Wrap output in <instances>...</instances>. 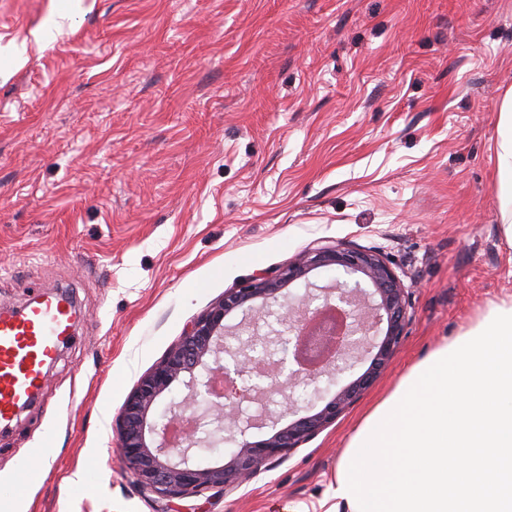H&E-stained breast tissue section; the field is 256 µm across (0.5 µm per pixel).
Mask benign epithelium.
Listing matches in <instances>:
<instances>
[{
  "instance_id": "benign-epithelium-1",
  "label": "benign epithelium",
  "mask_w": 512,
  "mask_h": 512,
  "mask_svg": "<svg viewBox=\"0 0 512 512\" xmlns=\"http://www.w3.org/2000/svg\"><path fill=\"white\" fill-rule=\"evenodd\" d=\"M319 268L334 269L347 279L326 286L309 282L301 295L289 291V285ZM326 308L346 315L344 335L334 331L324 335L331 356L317 366H307L300 360L301 350L310 346L309 329ZM408 308L409 289L380 256L339 244L306 250L275 273H258L225 291L224 298L194 320L178 343L139 380L120 411L118 448L142 497L171 501L207 490L226 494L307 443L349 410L390 365L409 322ZM276 310L288 330L287 335L277 337L282 357L272 365L255 355L254 345L267 340L260 336L261 325ZM235 311L242 313L241 320L224 323ZM248 330L250 339L240 341ZM230 338L239 340V345L231 347ZM223 353L232 364L221 363ZM366 358L370 360L367 369L343 382ZM286 368L289 375L282 382L279 376ZM253 374L269 382L238 385L243 376ZM322 377L327 378V387L313 401L299 406L291 400L279 413L268 409L272 394L283 395L300 380L316 382ZM180 379L188 390L184 406L195 405L200 395L208 404V411L192 423L198 426L209 418L215 430L227 432L229 442L236 444L220 466H202L193 458L191 450L198 444L195 430L186 431L179 441L170 439L171 426L184 419L181 410H169V423L160 429L149 421L158 398ZM245 402L257 405L254 413L242 410ZM286 416L292 420L277 428ZM264 428L274 432L263 439L249 435L252 429Z\"/></svg>"
}]
</instances>
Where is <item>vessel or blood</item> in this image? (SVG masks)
<instances>
[{"instance_id":"obj_1","label":"vessel or blood","mask_w":512,"mask_h":512,"mask_svg":"<svg viewBox=\"0 0 512 512\" xmlns=\"http://www.w3.org/2000/svg\"><path fill=\"white\" fill-rule=\"evenodd\" d=\"M72 328V306L61 295L41 297L20 311L0 307V429L39 394L45 369Z\"/></svg>"}]
</instances>
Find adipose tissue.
I'll use <instances>...</instances> for the list:
<instances>
[{
    "mask_svg": "<svg viewBox=\"0 0 512 512\" xmlns=\"http://www.w3.org/2000/svg\"><path fill=\"white\" fill-rule=\"evenodd\" d=\"M496 165L501 233L504 240L512 245V89L505 92L499 105Z\"/></svg>",
    "mask_w": 512,
    "mask_h": 512,
    "instance_id": "adipose-tissue-1",
    "label": "adipose tissue"
}]
</instances>
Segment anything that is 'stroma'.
<instances>
[{"label":"stroma","instance_id":"stroma-1","mask_svg":"<svg viewBox=\"0 0 512 512\" xmlns=\"http://www.w3.org/2000/svg\"><path fill=\"white\" fill-rule=\"evenodd\" d=\"M512 0H0V303L60 291L73 337L0 430L26 512H155L127 397L225 291L372 251L411 290L389 368L336 422L184 512H323L361 420L512 301L495 129Z\"/></svg>","mask_w":512,"mask_h":512}]
</instances>
